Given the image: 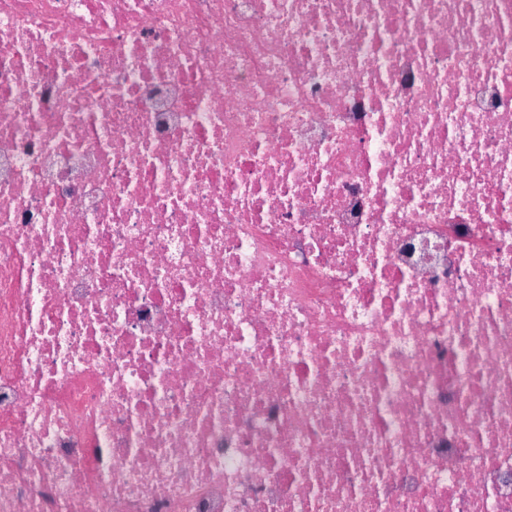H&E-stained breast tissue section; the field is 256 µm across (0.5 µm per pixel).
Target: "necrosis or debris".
I'll use <instances>...</instances> for the list:
<instances>
[{"label":"necrosis or debris","instance_id":"necrosis-or-debris-1","mask_svg":"<svg viewBox=\"0 0 512 512\" xmlns=\"http://www.w3.org/2000/svg\"><path fill=\"white\" fill-rule=\"evenodd\" d=\"M0 512H512V0H0Z\"/></svg>","mask_w":512,"mask_h":512}]
</instances>
